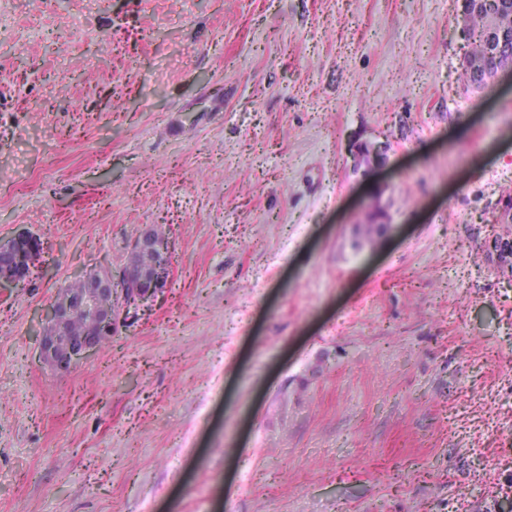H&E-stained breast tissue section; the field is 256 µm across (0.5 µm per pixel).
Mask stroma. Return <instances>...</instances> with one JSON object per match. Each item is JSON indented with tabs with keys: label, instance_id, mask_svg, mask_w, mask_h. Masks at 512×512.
<instances>
[{
	"label": "stroma",
	"instance_id": "1",
	"mask_svg": "<svg viewBox=\"0 0 512 512\" xmlns=\"http://www.w3.org/2000/svg\"><path fill=\"white\" fill-rule=\"evenodd\" d=\"M461 6L0 0V512H502L512 79ZM147 224L166 287L55 369L40 309ZM470 5L482 6L491 0H465ZM465 28L472 34L473 42L464 59V70L468 84L477 90L483 89L488 80L494 77L498 70L512 62V46L502 51L498 56L492 54L488 42L490 32L494 33V41L500 44L512 42V5L510 9L497 10L495 4L489 7L471 8L464 20Z\"/></svg>",
	"mask_w": 512,
	"mask_h": 512
}]
</instances>
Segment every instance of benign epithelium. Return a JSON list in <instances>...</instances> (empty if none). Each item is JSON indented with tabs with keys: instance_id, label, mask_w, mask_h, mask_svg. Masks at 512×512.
Segmentation results:
<instances>
[{
	"instance_id": "7a95c632",
	"label": "benign epithelium",
	"mask_w": 512,
	"mask_h": 512,
	"mask_svg": "<svg viewBox=\"0 0 512 512\" xmlns=\"http://www.w3.org/2000/svg\"><path fill=\"white\" fill-rule=\"evenodd\" d=\"M160 249L162 245L154 236L153 226L148 225L134 238L129 261L120 271L106 274L88 271L82 273L81 277L87 283L86 290L66 303L51 302L43 313L46 325L52 327L53 332H44L38 336L41 358L58 370H68L80 360L96 353L105 342V333L115 332L125 313L132 308H138L153 296L152 291L145 290V286L154 282L158 269L143 266L135 262V258ZM30 274L31 270L20 268L1 275L0 290L13 288L28 281ZM112 292L126 297L123 307L118 311L100 309L96 304L98 296ZM75 314L92 318L97 324V329L83 336L64 339L62 330Z\"/></svg>"
}]
</instances>
